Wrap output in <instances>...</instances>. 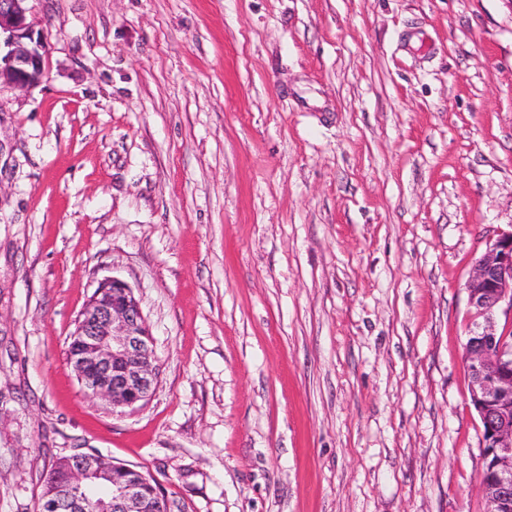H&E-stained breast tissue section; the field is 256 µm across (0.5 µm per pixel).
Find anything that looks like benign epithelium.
Here are the masks:
<instances>
[{
    "mask_svg": "<svg viewBox=\"0 0 512 512\" xmlns=\"http://www.w3.org/2000/svg\"><path fill=\"white\" fill-rule=\"evenodd\" d=\"M30 0H0V84L20 91L48 75V33L31 18ZM471 323L464 360L484 425V457L493 480L480 481L497 512H512V231L489 242L466 283ZM68 364L84 392L125 409L147 403L159 383L152 334L125 281L98 283L75 321ZM61 477L39 512H169L156 480L137 467L85 448L65 456Z\"/></svg>",
    "mask_w": 512,
    "mask_h": 512,
    "instance_id": "1",
    "label": "benign epithelium"
}]
</instances>
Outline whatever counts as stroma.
Here are the masks:
<instances>
[{"instance_id": "1", "label": "stroma", "mask_w": 512, "mask_h": 512, "mask_svg": "<svg viewBox=\"0 0 512 512\" xmlns=\"http://www.w3.org/2000/svg\"><path fill=\"white\" fill-rule=\"evenodd\" d=\"M0 86V512L59 456L170 512H486L465 285L512 230V0H31ZM139 299L159 384L85 396L68 337ZM31 0H0V85L20 91L41 84L48 75V33L31 18Z\"/></svg>"}]
</instances>
